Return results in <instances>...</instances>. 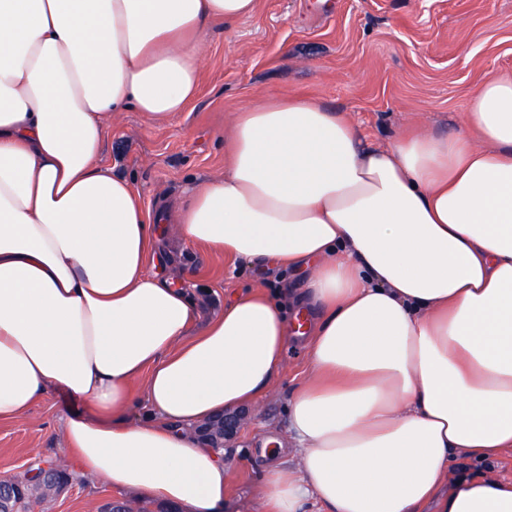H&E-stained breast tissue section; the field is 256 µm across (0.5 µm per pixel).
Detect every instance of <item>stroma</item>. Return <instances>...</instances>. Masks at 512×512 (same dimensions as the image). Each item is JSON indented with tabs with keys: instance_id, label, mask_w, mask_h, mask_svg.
Segmentation results:
<instances>
[{
	"instance_id": "obj_1",
	"label": "stroma",
	"mask_w": 512,
	"mask_h": 512,
	"mask_svg": "<svg viewBox=\"0 0 512 512\" xmlns=\"http://www.w3.org/2000/svg\"><path fill=\"white\" fill-rule=\"evenodd\" d=\"M202 55L190 111L159 123L123 112L108 128L105 164L133 181L153 212H176L189 182L223 174L232 114L270 96L297 93L344 113L370 147L386 146L406 127L463 131L474 85L488 73L512 76V0H257L251 15L215 27ZM156 249L155 272L188 286L206 318L245 289L283 293L299 285L298 276L270 265L201 259L171 219L158 225ZM285 358L283 372L224 448L226 512H260V450L267 438H284L288 397L309 365L300 341H289ZM82 409L58 391L0 422V477L62 462L61 419ZM117 497L138 495L77 480L35 512H94Z\"/></svg>"
}]
</instances>
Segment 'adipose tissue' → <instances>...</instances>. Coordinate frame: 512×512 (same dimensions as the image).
I'll return each mask as SVG.
<instances>
[{
    "label": "adipose tissue",
    "instance_id": "adipose-tissue-1",
    "mask_svg": "<svg viewBox=\"0 0 512 512\" xmlns=\"http://www.w3.org/2000/svg\"><path fill=\"white\" fill-rule=\"evenodd\" d=\"M255 7L0 0V421L64 389L87 407L62 420L79 477L215 512L224 461L189 428L263 397L301 334L298 462L267 461L262 512H512V480L454 466L512 452V79L477 83L464 132L384 148L299 95L232 116L177 221L203 254L306 272L293 315L252 288L205 320L149 272L108 123L186 111L212 24Z\"/></svg>",
    "mask_w": 512,
    "mask_h": 512
}]
</instances>
